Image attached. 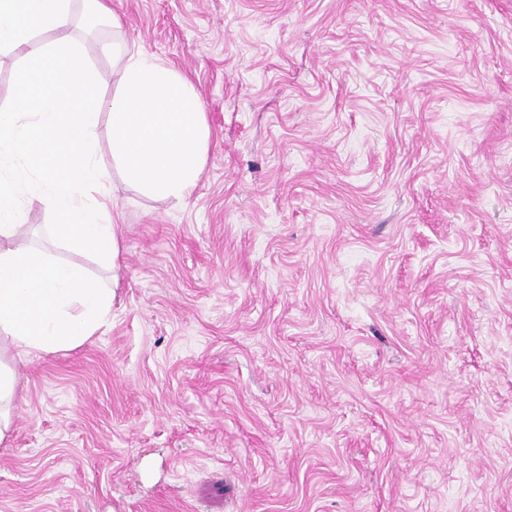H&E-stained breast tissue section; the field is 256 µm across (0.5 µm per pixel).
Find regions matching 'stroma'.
I'll use <instances>...</instances> for the list:
<instances>
[{
  "label": "stroma",
  "mask_w": 512,
  "mask_h": 512,
  "mask_svg": "<svg viewBox=\"0 0 512 512\" xmlns=\"http://www.w3.org/2000/svg\"><path fill=\"white\" fill-rule=\"evenodd\" d=\"M211 129L117 192L112 318L21 364L0 512H512V0H111Z\"/></svg>",
  "instance_id": "35a3bbf8"
}]
</instances>
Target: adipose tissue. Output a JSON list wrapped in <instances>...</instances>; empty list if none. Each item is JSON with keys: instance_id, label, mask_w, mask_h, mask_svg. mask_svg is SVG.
Instances as JSON below:
<instances>
[{"instance_id": "ef3b65f1", "label": "adipose tissue", "mask_w": 512, "mask_h": 512, "mask_svg": "<svg viewBox=\"0 0 512 512\" xmlns=\"http://www.w3.org/2000/svg\"><path fill=\"white\" fill-rule=\"evenodd\" d=\"M78 15L91 26L120 24L106 0H0V54L17 65L15 92L0 104V242L26 233L24 189L41 195L55 216L44 227L47 244L0 245V442L11 432L18 363L81 346L112 315L111 288L54 248L116 270L118 186L180 204L196 188L209 149L193 84L139 48L113 51L117 89L104 98L93 61L102 46L72 33ZM104 116L108 167L97 138Z\"/></svg>"}]
</instances>
